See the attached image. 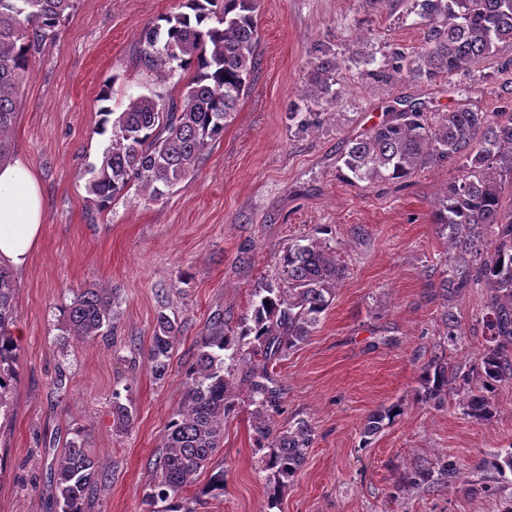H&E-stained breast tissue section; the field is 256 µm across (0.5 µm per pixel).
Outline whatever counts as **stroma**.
<instances>
[{
  "mask_svg": "<svg viewBox=\"0 0 512 512\" xmlns=\"http://www.w3.org/2000/svg\"><path fill=\"white\" fill-rule=\"evenodd\" d=\"M181 4L77 0L24 81L13 155L38 178L45 222L14 274L18 382L0 423V512H57L50 466L74 440L105 475L87 512H153L155 460L200 332L217 313L231 327L249 317L255 288L276 278L277 257L302 239L335 250L345 271L312 335L271 364L282 393L276 420H307L312 446L269 507L249 368L236 363L238 406L214 456L224 493L198 496L209 479L200 473L185 492L196 512H512L511 473L498 502L471 491L486 476L481 459L512 451V383L493 394L491 420L460 405L486 344L489 291L475 284L447 300L439 287L453 252L435 212L462 168L431 164L402 184L342 175L351 142L395 113L512 112V43L449 77L387 80L394 51L413 53L426 35L414 0H257L251 87L196 179L157 201L134 186L99 209L86 172L112 139L99 130L101 106L119 112L132 95L175 97L193 76L178 68L161 82L136 64L143 28ZM321 49L337 61L328 102L307 95ZM94 285L112 289V335L63 337L61 308ZM449 310L461 323L454 340ZM161 312L182 329L158 381L147 351ZM437 356L449 373L435 403L424 399L423 372ZM116 398L133 413L125 431L112 415ZM397 403L403 415L363 437L368 418ZM450 461L459 469L451 484L441 475ZM420 471L428 481L406 487Z\"/></svg>",
  "mask_w": 512,
  "mask_h": 512,
  "instance_id": "stroma-1",
  "label": "stroma"
}]
</instances>
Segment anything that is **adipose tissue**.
Instances as JSON below:
<instances>
[{
  "label": "adipose tissue",
  "instance_id": "ef3b65f1",
  "mask_svg": "<svg viewBox=\"0 0 512 512\" xmlns=\"http://www.w3.org/2000/svg\"><path fill=\"white\" fill-rule=\"evenodd\" d=\"M44 224L35 172L24 160L0 166V266L24 267Z\"/></svg>",
  "mask_w": 512,
  "mask_h": 512
}]
</instances>
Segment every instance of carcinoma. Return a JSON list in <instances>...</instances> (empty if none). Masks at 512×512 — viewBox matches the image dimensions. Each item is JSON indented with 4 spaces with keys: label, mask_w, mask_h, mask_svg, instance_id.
<instances>
[{
    "label": "carcinoma",
    "mask_w": 512,
    "mask_h": 512,
    "mask_svg": "<svg viewBox=\"0 0 512 512\" xmlns=\"http://www.w3.org/2000/svg\"><path fill=\"white\" fill-rule=\"evenodd\" d=\"M213 6L214 0H184V11L144 28L138 64L161 77L176 65L193 70V77L177 98L131 96L118 114L102 107L100 129L112 123V144L86 180L98 207H108L134 183L157 200L191 182L204 151L224 135L226 120L248 91L257 66L258 22L255 0H224L218 11ZM417 6L427 21V36L415 53H393L392 73L402 79L432 81L467 71L498 44L512 42V0H417ZM73 7L74 0H0V163L13 152L10 132L33 54ZM335 68L336 61L319 59L321 78L312 97L329 95ZM499 157L512 163V113L458 109L436 120L418 111L399 112L354 140L344 160L345 178L369 183L404 181L428 164L462 163L465 174L448 185L436 213V223L448 229V242L457 250L439 288L452 294L481 282L489 289L479 385L468 391L464 404L468 415L480 420L493 415L490 394L512 382V212H503L502 185L489 173ZM479 228L495 229V239L483 248L476 238ZM278 264V280L255 289L247 322L226 328L219 313L200 333L193 361L184 370L186 393L168 422L148 494L150 502L163 503L160 512H194L193 500L183 492L210 467L224 440V418L237 407L228 360L251 364L248 402L270 508L278 506L282 489L311 446L308 421L274 422L280 389L269 363L314 332L343 271L329 248L313 241L289 245ZM14 295L12 271L0 267V409L9 407L16 378ZM113 319L112 289L85 288L63 309L62 332L90 343L111 334ZM180 333L177 319L158 313L148 361L159 381L168 375ZM425 385V400L441 399L448 366L429 365ZM403 413L394 404L372 414L364 435L377 434ZM112 415L122 428L131 426L132 411L117 395ZM103 480L82 444L70 442L53 468L58 512H86L91 491ZM201 494H224V470L211 473Z\"/></svg>",
    "instance_id": "obj_1"
}]
</instances>
